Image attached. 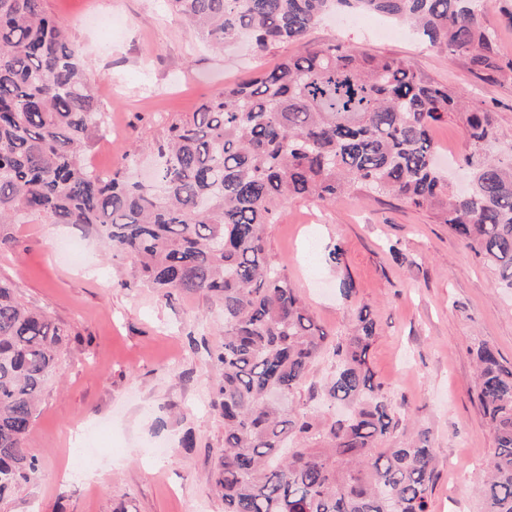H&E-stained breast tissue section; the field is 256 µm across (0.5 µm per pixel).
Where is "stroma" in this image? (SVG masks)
I'll list each match as a JSON object with an SVG mask.
<instances>
[{"label":"stroma","mask_w":512,"mask_h":512,"mask_svg":"<svg viewBox=\"0 0 512 512\" xmlns=\"http://www.w3.org/2000/svg\"><path fill=\"white\" fill-rule=\"evenodd\" d=\"M44 7L83 54L105 123L122 128L121 140H93L85 154L110 172L157 135L160 116L193 112L225 85L335 42L409 59L423 79L492 109L502 143L512 142V80L478 78L464 57L437 52L409 31L386 38L375 22L340 28L329 17L303 41L258 56L244 40L211 50L167 0ZM100 17L116 29L99 27ZM8 234L0 278L64 324L69 341L29 436L41 473L0 512H224L206 480L224 445V422L208 407L219 380L208 351L224 341L219 307L198 294L163 298L86 228L26 216ZM266 237L329 341L344 339L358 308L373 310L375 380L401 431L428 429L437 452L431 512H477L494 440L475 399L473 350L489 343L512 365V291L429 209L365 191L325 207L288 200ZM336 245L344 251L338 265L328 257ZM345 278L355 288L348 299L338 288ZM188 432L190 448L182 444ZM91 473L97 481H88Z\"/></svg>","instance_id":"35a3bbf8"}]
</instances>
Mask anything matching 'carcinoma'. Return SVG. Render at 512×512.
<instances>
[{
  "mask_svg": "<svg viewBox=\"0 0 512 512\" xmlns=\"http://www.w3.org/2000/svg\"><path fill=\"white\" fill-rule=\"evenodd\" d=\"M42 2L0 0V247L19 215L82 225L162 297L198 293L222 309L224 345L210 357L221 371L211 406L224 447L209 481L224 512H431L430 432L384 447L400 420L369 366L378 335L370 308L333 347L336 370L321 389L349 414L316 420L287 405L326 333L269 258L265 230L290 199L326 206L366 189L429 208L512 288V144L499 148L493 112L422 79L409 60L324 44L167 121L147 145L152 180L125 169L99 178L83 158L101 129L99 105L83 59ZM168 2L218 50L244 35L258 54L297 42L336 9L406 23L437 51L467 57L476 74L512 78L483 23L489 0ZM448 120L468 144L463 194L435 165L432 130ZM66 336L0 279V501L38 477L28 439ZM475 359L494 438L481 512H512V365L484 342Z\"/></svg>",
  "mask_w": 512,
  "mask_h": 512,
  "instance_id": "obj_1",
  "label": "carcinoma"
}]
</instances>
